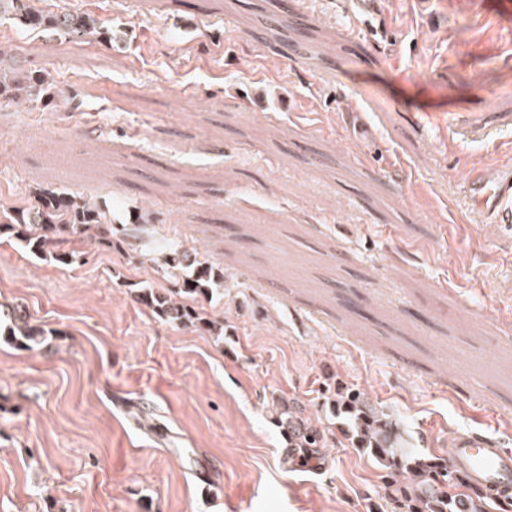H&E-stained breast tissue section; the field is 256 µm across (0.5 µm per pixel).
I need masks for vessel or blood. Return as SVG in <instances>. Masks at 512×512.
Instances as JSON below:
<instances>
[{"instance_id": "vessel-or-blood-1", "label": "vessel or blood", "mask_w": 512, "mask_h": 512, "mask_svg": "<svg viewBox=\"0 0 512 512\" xmlns=\"http://www.w3.org/2000/svg\"><path fill=\"white\" fill-rule=\"evenodd\" d=\"M353 26L371 24L378 16V0H347ZM473 208L484 223L512 224V164L494 173L474 171L465 183ZM449 468L465 469L478 485L491 489L500 499L512 498V450L479 434L462 435L444 456Z\"/></svg>"}]
</instances>
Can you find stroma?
<instances>
[{"instance_id":"obj_1","label":"stroma","mask_w":512,"mask_h":512,"mask_svg":"<svg viewBox=\"0 0 512 512\" xmlns=\"http://www.w3.org/2000/svg\"><path fill=\"white\" fill-rule=\"evenodd\" d=\"M507 0H44L112 41L0 24L48 102L0 98V209L37 187L95 200L129 244L66 266L0 238V304L47 330L0 338V512H382V468L337 437L284 455L279 401L341 429L360 392L443 458L458 435L512 449V229L464 182L512 162ZM224 268L223 338L136 303L164 256ZM379 0H347L348 14L354 27L371 25L372 19L379 16Z\"/></svg>"}]
</instances>
